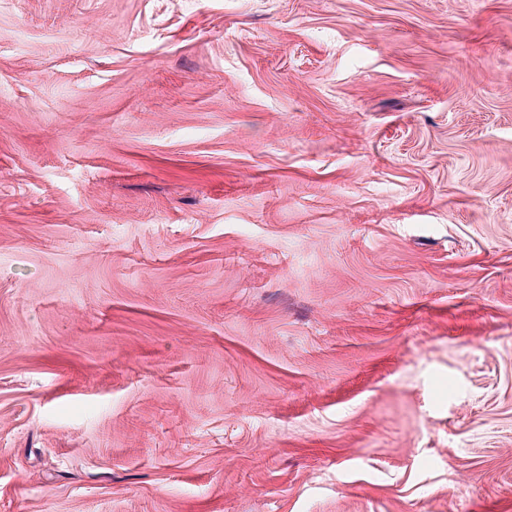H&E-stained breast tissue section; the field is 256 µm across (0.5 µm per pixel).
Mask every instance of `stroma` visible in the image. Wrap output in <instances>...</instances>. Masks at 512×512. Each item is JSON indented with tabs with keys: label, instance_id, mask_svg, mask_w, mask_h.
<instances>
[{
	"label": "stroma",
	"instance_id": "35a3bbf8",
	"mask_svg": "<svg viewBox=\"0 0 512 512\" xmlns=\"http://www.w3.org/2000/svg\"><path fill=\"white\" fill-rule=\"evenodd\" d=\"M0 512H512V0H0Z\"/></svg>",
	"mask_w": 512,
	"mask_h": 512
}]
</instances>
